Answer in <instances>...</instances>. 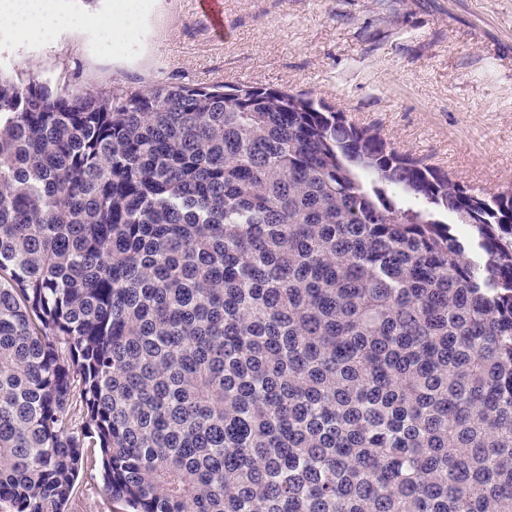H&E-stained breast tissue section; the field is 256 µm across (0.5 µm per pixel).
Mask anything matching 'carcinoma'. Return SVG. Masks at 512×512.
Instances as JSON below:
<instances>
[{"instance_id": "1", "label": "carcinoma", "mask_w": 512, "mask_h": 512, "mask_svg": "<svg viewBox=\"0 0 512 512\" xmlns=\"http://www.w3.org/2000/svg\"><path fill=\"white\" fill-rule=\"evenodd\" d=\"M97 450L126 512H512V186L278 88L0 70V512Z\"/></svg>"}]
</instances>
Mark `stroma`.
<instances>
[{"label": "stroma", "mask_w": 512, "mask_h": 512, "mask_svg": "<svg viewBox=\"0 0 512 512\" xmlns=\"http://www.w3.org/2000/svg\"><path fill=\"white\" fill-rule=\"evenodd\" d=\"M232 38L214 41L195 0H142L123 56L97 39L106 0H62L81 25L17 42L0 68L97 87L266 85L306 93L476 190L512 185V0H223ZM68 512H123L102 468L80 474Z\"/></svg>", "instance_id": "35a3bbf8"}]
</instances>
